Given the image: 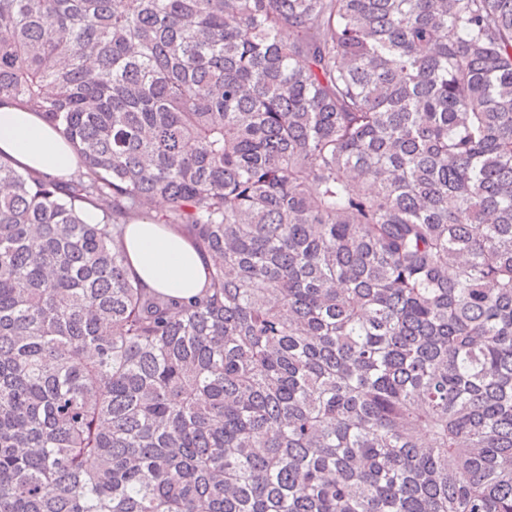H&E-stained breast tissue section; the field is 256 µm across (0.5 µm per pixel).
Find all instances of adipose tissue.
Listing matches in <instances>:
<instances>
[{"label": "adipose tissue", "instance_id": "adipose-tissue-1", "mask_svg": "<svg viewBox=\"0 0 512 512\" xmlns=\"http://www.w3.org/2000/svg\"><path fill=\"white\" fill-rule=\"evenodd\" d=\"M0 158L21 172L64 178L78 169L70 144L42 118L16 104L0 106ZM129 271L146 287L188 297L201 290L210 259L169 226L140 219L123 234Z\"/></svg>", "mask_w": 512, "mask_h": 512}]
</instances>
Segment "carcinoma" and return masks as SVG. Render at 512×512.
I'll list each match as a JSON object with an SVG mask.
<instances>
[{"mask_svg":"<svg viewBox=\"0 0 512 512\" xmlns=\"http://www.w3.org/2000/svg\"><path fill=\"white\" fill-rule=\"evenodd\" d=\"M2 101L0 512H512V0H0ZM0 156L40 177L64 178L78 170L70 144L38 114L16 104L0 106ZM123 242L130 273L147 288L184 297L201 290L210 258L180 231L140 219L125 226Z\"/></svg>","mask_w":512,"mask_h":512,"instance_id":"carcinoma-1","label":"carcinoma"}]
</instances>
